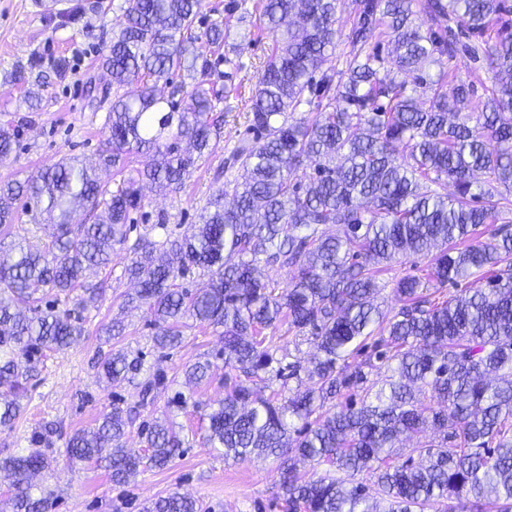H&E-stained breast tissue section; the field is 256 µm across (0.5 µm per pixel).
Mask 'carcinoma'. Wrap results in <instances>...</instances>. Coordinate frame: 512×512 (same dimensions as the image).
I'll return each mask as SVG.
<instances>
[{
	"instance_id": "carcinoma-1",
	"label": "carcinoma",
	"mask_w": 512,
	"mask_h": 512,
	"mask_svg": "<svg viewBox=\"0 0 512 512\" xmlns=\"http://www.w3.org/2000/svg\"><path fill=\"white\" fill-rule=\"evenodd\" d=\"M200 9L201 0H124L99 59L118 93L98 166L116 168L135 154L144 158L137 176L111 190L70 157L23 183L0 182V232L15 238L0 250V386L27 392L45 352H63L83 335L86 313L101 297L85 271L108 265L112 250L127 245L126 273L137 285L128 303L145 308L159 353L180 347L193 322L224 340V401L208 414L205 444L234 461L280 459L288 512H512V20L505 0H352L346 34L336 27V0H263L260 21L275 49L252 90L254 137L240 140L215 172L217 188L191 236L144 235L130 244L142 183L179 191L220 139L229 92L215 75L231 59L218 24L196 26ZM342 40L350 46L346 69L324 68ZM384 40L391 46L385 58ZM461 52L485 60L492 81L477 115L460 119L475 88L460 81L448 89L445 66ZM383 64L394 76L380 77ZM428 64L442 67L437 78ZM177 73L191 89L159 93L158 84ZM16 144L15 130L1 126L0 158ZM302 166L310 173L299 180ZM234 168L239 175L226 178ZM23 197L43 215L39 250L22 245ZM487 226V240L473 239ZM400 257L425 260L437 288L403 276L393 288L401 307L384 311L375 304L381 266ZM260 264L291 272L289 287L257 277ZM196 269L207 273L205 287L179 284ZM469 278L472 287L443 297V287ZM44 289L54 295L45 305L27 314L15 308ZM283 323L313 338L304 381L299 362L282 364L280 346L261 335ZM123 329L118 318L102 328L109 350H98L95 367L109 384L136 386L139 400L113 399L98 426L66 444L69 458L105 468L116 485L166 468L189 442L156 419L141 425L144 451L125 447L128 428L171 382L144 368L141 352L112 347ZM369 338L373 355L352 361ZM378 362L390 375L375 390L367 370ZM212 369L209 360L186 366V384L208 379ZM273 372L298 379L300 389L270 387ZM260 386L267 397H254ZM20 413L17 399L1 400L0 427L12 429ZM430 426L439 441L425 439L405 460L394 459L402 436ZM56 430L46 422L26 452L0 457L11 512H51L49 497L32 490L54 460ZM290 452L344 476L300 474ZM364 470L374 474L370 485L356 480ZM145 512H199V505L172 492Z\"/></svg>"
}]
</instances>
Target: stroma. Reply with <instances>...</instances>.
I'll return each instance as SVG.
<instances>
[{
    "label": "stroma",
    "instance_id": "obj_1",
    "mask_svg": "<svg viewBox=\"0 0 512 512\" xmlns=\"http://www.w3.org/2000/svg\"><path fill=\"white\" fill-rule=\"evenodd\" d=\"M84 2L0 0V125L18 131L15 152L0 160L2 182L24 181L64 157H78L89 164L96 161L109 106L102 96L108 81L98 62L113 24L121 17L122 0H112V9L103 16L84 10ZM260 11L261 0H202L205 23L229 24L225 35L232 63L226 71L230 84L239 91L224 102L217 148L184 187L167 195L144 188L143 206L133 215L132 236L148 233L161 240L191 233L215 188L214 170L223 165L240 139L250 137L249 97L273 44L271 36L259 28ZM61 59L68 67L59 77L54 66ZM20 72L25 75L21 81L16 78ZM30 89L41 92V104L34 110L24 101ZM161 215L166 218L162 229L156 225ZM128 262V252L118 248L111 264L88 272V282L101 290L99 306L90 312L83 336L65 352H50L41 359L38 375L20 401L22 417L12 430H0V455L22 452L41 423L61 422L63 431L54 440L52 469L38 478L55 498L51 512H143L151 500L174 491L197 499L201 512H286L278 497V461L236 463L225 459L223 449L201 444L199 436L208 425L203 407L217 405L224 398V385L217 375L193 388L201 409L168 410V395L162 392L143 411L148 420L170 414L197 435L168 468L146 471L118 486L107 470L68 459L67 436L95 427L110 412L113 397L130 403L138 399L134 387H108L98 377L94 363L102 325L123 316L126 330L118 347L142 352L145 366L161 368L176 390L183 385L187 365L214 355L223 346L219 333L194 326L186 330L181 348L169 357H159L152 347L154 330L145 312L124 305L134 288L125 273Z\"/></svg>",
    "mask_w": 512,
    "mask_h": 512
}]
</instances>
